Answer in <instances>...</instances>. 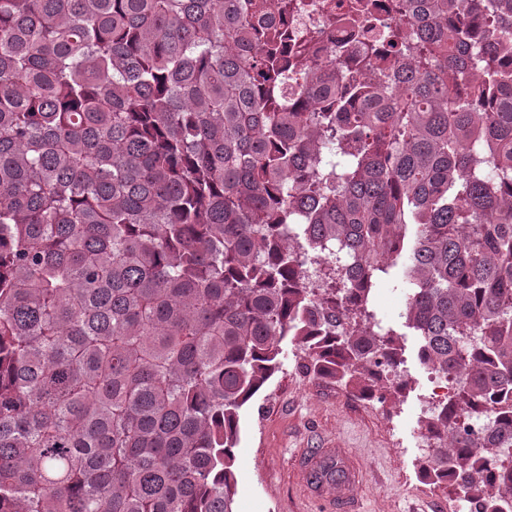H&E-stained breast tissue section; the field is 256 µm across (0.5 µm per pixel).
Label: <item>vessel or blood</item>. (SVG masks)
<instances>
[{
    "mask_svg": "<svg viewBox=\"0 0 512 512\" xmlns=\"http://www.w3.org/2000/svg\"><path fill=\"white\" fill-rule=\"evenodd\" d=\"M337 468L342 472L340 480L332 482L323 477L325 468ZM306 498L313 503L345 512L361 481L360 468L352 458L339 448H312L305 451L298 463Z\"/></svg>",
    "mask_w": 512,
    "mask_h": 512,
    "instance_id": "b4317fda",
    "label": "vessel or blood"
}]
</instances>
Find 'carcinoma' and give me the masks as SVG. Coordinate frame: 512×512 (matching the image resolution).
I'll return each instance as SVG.
<instances>
[{
    "label": "carcinoma",
    "instance_id": "cac0c4a2",
    "mask_svg": "<svg viewBox=\"0 0 512 512\" xmlns=\"http://www.w3.org/2000/svg\"><path fill=\"white\" fill-rule=\"evenodd\" d=\"M457 2L316 60L260 0H0V512H233L285 338L407 388L399 266L454 384L424 472L512 512V0Z\"/></svg>",
    "mask_w": 512,
    "mask_h": 512
}]
</instances>
